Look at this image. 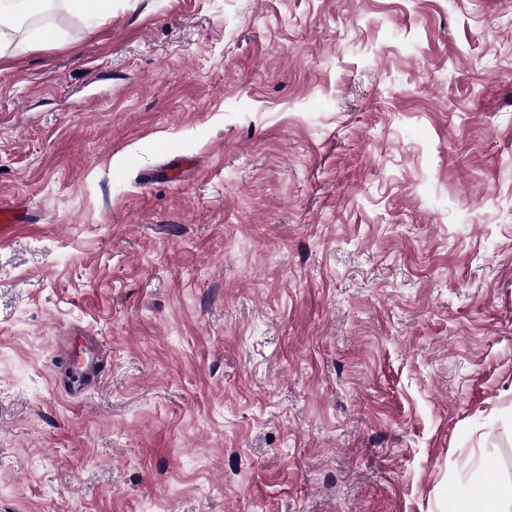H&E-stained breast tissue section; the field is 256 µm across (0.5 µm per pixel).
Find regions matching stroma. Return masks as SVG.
Listing matches in <instances>:
<instances>
[{
  "mask_svg": "<svg viewBox=\"0 0 512 512\" xmlns=\"http://www.w3.org/2000/svg\"><path fill=\"white\" fill-rule=\"evenodd\" d=\"M60 12L0 61V512H457L478 479L512 512V0ZM75 328L106 358L73 396ZM24 209L19 206L1 205L0 207V237L12 234L21 224H29V220L23 215Z\"/></svg>",
  "mask_w": 512,
  "mask_h": 512,
  "instance_id": "stroma-1",
  "label": "stroma"
}]
</instances>
